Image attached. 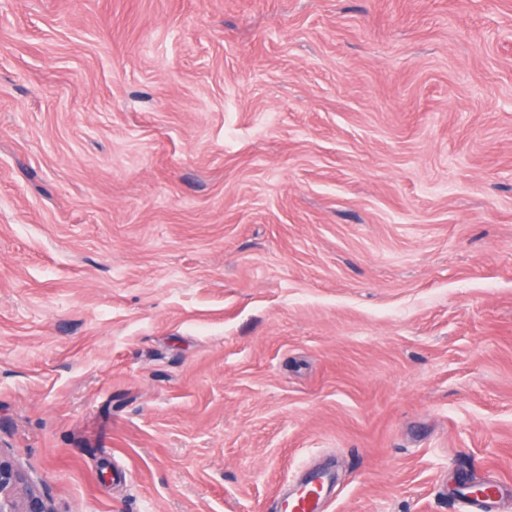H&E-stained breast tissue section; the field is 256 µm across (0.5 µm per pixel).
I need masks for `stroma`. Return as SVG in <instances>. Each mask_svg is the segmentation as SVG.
I'll list each match as a JSON object with an SVG mask.
<instances>
[{
  "label": "stroma",
  "instance_id": "1",
  "mask_svg": "<svg viewBox=\"0 0 512 512\" xmlns=\"http://www.w3.org/2000/svg\"><path fill=\"white\" fill-rule=\"evenodd\" d=\"M0 454L57 512L512 482V0H0ZM333 477L329 471H312L295 488L279 499L274 512H325L324 497L330 492Z\"/></svg>",
  "mask_w": 512,
  "mask_h": 512
}]
</instances>
